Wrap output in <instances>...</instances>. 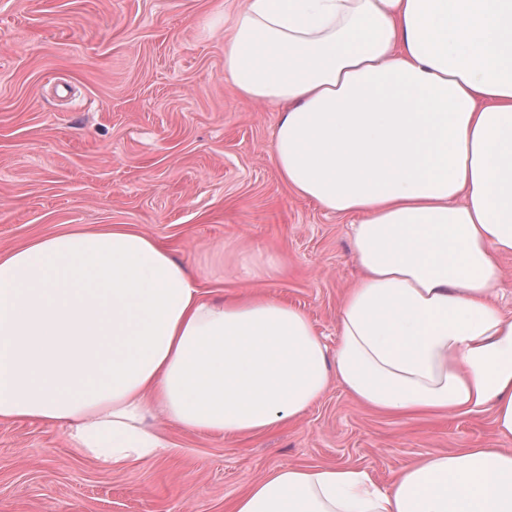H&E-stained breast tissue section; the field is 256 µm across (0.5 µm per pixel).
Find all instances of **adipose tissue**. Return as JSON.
<instances>
[{"instance_id": "obj_1", "label": "adipose tissue", "mask_w": 512, "mask_h": 512, "mask_svg": "<svg viewBox=\"0 0 512 512\" xmlns=\"http://www.w3.org/2000/svg\"><path fill=\"white\" fill-rule=\"evenodd\" d=\"M224 77L279 108L288 188L355 218L335 348L263 292L205 297L138 225L69 228L0 251V421L121 470L168 452L156 418L255 437L336 382L387 415L489 409L512 438V0H245ZM232 512H512V448L427 452L386 489L278 467ZM502 279L496 302L506 315L512 314V254H505L499 258Z\"/></svg>"}]
</instances>
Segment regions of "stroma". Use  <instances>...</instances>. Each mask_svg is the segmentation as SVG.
<instances>
[{"instance_id":"35a3bbf8","label":"stroma","mask_w":512,"mask_h":512,"mask_svg":"<svg viewBox=\"0 0 512 512\" xmlns=\"http://www.w3.org/2000/svg\"><path fill=\"white\" fill-rule=\"evenodd\" d=\"M245 0H0V249L74 225L135 224L213 297L259 284L328 345L362 275L351 217L288 190L279 112L224 80V19ZM171 451L117 471L63 429L0 422V512H228L280 466L348 465L380 487L430 451L511 448L492 411L395 417L339 384L296 423L229 439L166 426Z\"/></svg>"}]
</instances>
